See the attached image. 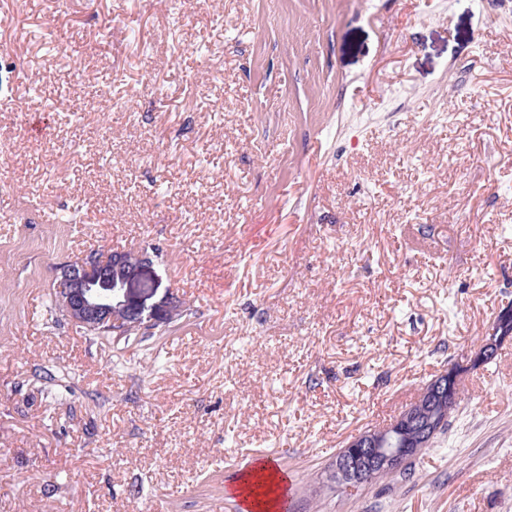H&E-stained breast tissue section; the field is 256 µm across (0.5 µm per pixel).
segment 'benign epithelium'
<instances>
[{
  "instance_id": "1",
  "label": "benign epithelium",
  "mask_w": 512,
  "mask_h": 512,
  "mask_svg": "<svg viewBox=\"0 0 512 512\" xmlns=\"http://www.w3.org/2000/svg\"><path fill=\"white\" fill-rule=\"evenodd\" d=\"M152 265L146 252L107 256L96 253L89 258L59 264L55 269L54 287L66 317L84 330L110 326L118 336L129 327L154 326L157 314L146 310L144 303L135 299L133 288L138 272ZM511 339L512 331L503 326V322L495 321L477 351L453 361L448 370L426 385L423 393L442 403L455 400L451 383L465 378L474 367L488 363L496 346ZM412 416L409 406L390 426L370 428L353 436L337 453L328 479L355 495L367 484L403 470L412 462V449L424 447L441 426L438 420H430L416 436L409 438L405 431Z\"/></svg>"
}]
</instances>
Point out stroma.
<instances>
[{
	"instance_id": "stroma-1",
	"label": "stroma",
	"mask_w": 512,
	"mask_h": 512,
	"mask_svg": "<svg viewBox=\"0 0 512 512\" xmlns=\"http://www.w3.org/2000/svg\"><path fill=\"white\" fill-rule=\"evenodd\" d=\"M148 249L150 339L50 314ZM512 307V0H0V512H512V341L409 477L325 479ZM269 482L272 486H278L276 482V470L267 462H258L241 478L236 487L233 488L234 495H243L249 491L244 497L252 495L250 487L256 482ZM238 492V493H237Z\"/></svg>"
}]
</instances>
